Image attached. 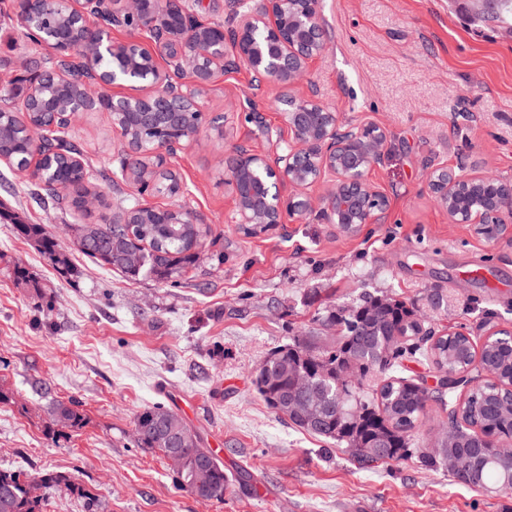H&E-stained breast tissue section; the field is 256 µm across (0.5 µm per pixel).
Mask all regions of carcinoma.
Listing matches in <instances>:
<instances>
[{
  "mask_svg": "<svg viewBox=\"0 0 512 512\" xmlns=\"http://www.w3.org/2000/svg\"><path fill=\"white\" fill-rule=\"evenodd\" d=\"M63 18L56 13L43 16L36 35L47 40ZM5 134L0 150L24 163L29 146L19 124L9 116L0 118ZM68 180L58 177L40 179L34 199L40 204L68 206L57 185ZM162 216L145 211L139 223L79 224L82 239L78 249L88 258L120 271L127 279L143 278L177 281L194 266V234L207 236L204 224H163ZM17 233L33 241L39 252L62 276L74 274L75 267L66 251L44 224H18ZM332 331L324 338L299 336L273 351L266 366L260 368L256 388L265 402L297 429L338 446L353 441L359 448L353 456L359 465L396 463L415 458L425 467L445 465L457 459L459 469L452 476L460 483L487 493L512 491V454L501 455L482 450L489 442L512 440V400L507 386L512 379V344L490 337L475 351L474 341L453 333L434 337L425 329L413 306L393 297L366 293L351 306H334L320 318ZM433 357L440 373L439 388L471 385L466 398L456 403L430 394L423 384L411 378H389L409 357ZM479 364L493 380L472 384L471 367ZM311 372L317 391V422L290 414L279 406L288 391V383L298 371ZM438 402L448 410V422L455 436L435 448L416 447V433L425 399ZM84 415L74 401L57 403L51 424L60 429L83 427ZM137 447L160 453L165 459L179 456L173 469L179 487L200 499L222 500L229 487L224 463L212 449L201 446L200 438L177 413L159 405L143 409L135 419ZM204 459L208 470L196 467ZM63 485L84 498L88 512H98L100 502L94 495L70 482L62 473L28 477L17 471L0 470V512H43L45 498L34 496V486Z\"/></svg>",
  "mask_w": 512,
  "mask_h": 512,
  "instance_id": "cac0c4a2",
  "label": "carcinoma"
}]
</instances>
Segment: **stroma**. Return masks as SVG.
Returning a JSON list of instances; mask_svg holds the SVG:
<instances>
[{"mask_svg":"<svg viewBox=\"0 0 512 512\" xmlns=\"http://www.w3.org/2000/svg\"><path fill=\"white\" fill-rule=\"evenodd\" d=\"M18 0H0V107L30 61L53 51L28 38ZM329 36L296 96L319 97L343 122L387 128L382 162L368 174L388 198L380 223L338 235L319 213L248 234L234 222L225 181L232 145L275 153L288 139L278 86L246 67L217 75L204 97L216 122L173 159L183 198L210 228L207 253L175 282L132 281L77 249L72 225L111 216L108 180L153 206L121 178L123 143L105 112L76 115L66 134L92 169L102 205L78 216L32 199L29 173L0 164V208L43 224L69 252L60 276L33 242L0 222V469L61 472L104 512H512V495L459 484L416 460L362 467L344 447L293 428L257 392L267 355L319 334L325 306L362 292L414 303L436 335L454 328L483 343L512 326V301L489 300L486 263L512 285V247L488 246L452 224L426 179L441 166L480 161L512 176V11L495 0H320ZM24 267L29 283L14 279ZM452 308H436L434 293ZM76 401L85 425L50 426L58 402ZM160 403L217 450L231 483L223 500L181 490L167 460L138 448L134 421Z\"/></svg>","mask_w":512,"mask_h":512,"instance_id":"stroma-1","label":"stroma"}]
</instances>
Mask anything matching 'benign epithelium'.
Masks as SVG:
<instances>
[{"label": "benign epithelium", "instance_id": "obj_1", "mask_svg": "<svg viewBox=\"0 0 512 512\" xmlns=\"http://www.w3.org/2000/svg\"><path fill=\"white\" fill-rule=\"evenodd\" d=\"M49 11L65 12L77 20L92 10L124 26L146 21L144 36L113 43L102 34L94 46L85 41L82 28L67 24L52 45L58 64L46 68L33 64L36 75L20 94L12 115L31 142L30 159L18 170L42 175L53 164L86 169L80 154L62 150L41 153L37 146L59 136L81 112L124 114L141 130L163 126L179 128L176 138H160L149 152L141 140L118 127L123 138L122 172L132 170L139 159L153 174L171 179L173 197L185 191L168 162L171 152L194 142L216 119L206 118L203 95L218 72L240 61L257 75L277 82L276 97L283 122L292 138L281 153L271 158L264 152L236 147L225 161L226 170L242 175L233 186L237 199L236 223L245 230L268 229L282 223L284 215L298 220L318 210L336 232L354 236L366 224L378 223L386 211L387 197L368 181L367 173L385 155L387 130L375 123L362 127L343 123L337 113L315 95L296 97L291 88L307 73L309 61L323 56L328 38L322 24L319 0H261L257 7L238 14L235 28L208 23L189 11L186 0H42ZM77 55L121 61L88 76L68 68ZM118 81L143 84L145 93L114 97L108 89ZM45 87L55 90L57 102L42 97ZM330 176L333 188L317 197L315 187ZM291 191L283 196L284 185ZM427 186L448 213L451 224H467L487 244L512 243V178L489 175L478 163L458 169L439 167L427 177ZM74 209L82 211L98 200L87 186H70ZM180 224L197 223L195 212L184 205L165 208ZM309 373L292 379L285 397L289 412L310 409Z\"/></svg>", "mask_w": 512, "mask_h": 512}]
</instances>
